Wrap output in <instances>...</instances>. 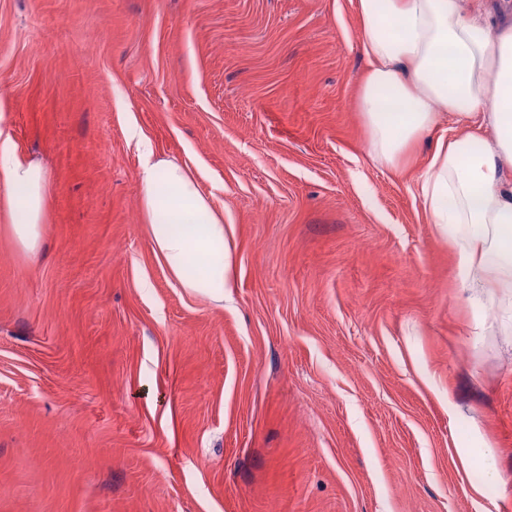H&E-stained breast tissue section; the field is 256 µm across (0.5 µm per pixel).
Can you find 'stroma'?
Here are the masks:
<instances>
[{
  "mask_svg": "<svg viewBox=\"0 0 512 512\" xmlns=\"http://www.w3.org/2000/svg\"><path fill=\"white\" fill-rule=\"evenodd\" d=\"M362 39L350 0H0V130L52 178L39 262L0 223V512H512V316L430 139L365 152ZM137 133L233 225L223 305L154 255Z\"/></svg>",
  "mask_w": 512,
  "mask_h": 512,
  "instance_id": "stroma-1",
  "label": "stroma"
}]
</instances>
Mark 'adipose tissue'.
<instances>
[{
	"label": "adipose tissue",
	"mask_w": 512,
	"mask_h": 512,
	"mask_svg": "<svg viewBox=\"0 0 512 512\" xmlns=\"http://www.w3.org/2000/svg\"><path fill=\"white\" fill-rule=\"evenodd\" d=\"M352 3L368 61L358 91L368 154L396 171L434 134L421 194L454 244L459 285L512 306V25L491 26L482 0L469 10L462 0ZM142 153L141 211L167 276L223 304L235 285L223 210L186 165L154 158L147 145ZM50 194L48 171L0 143V209L33 261Z\"/></svg>",
	"instance_id": "ef3b65f1"
}]
</instances>
